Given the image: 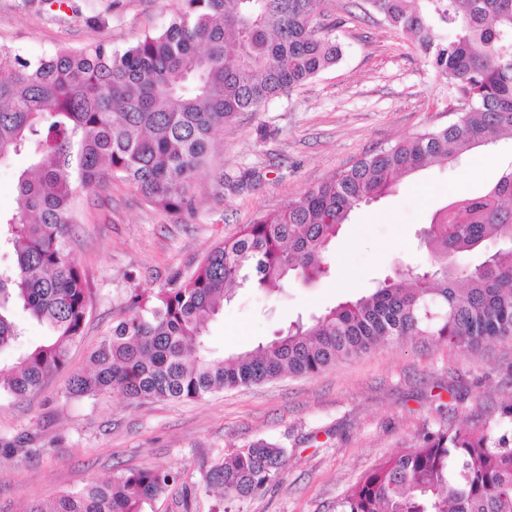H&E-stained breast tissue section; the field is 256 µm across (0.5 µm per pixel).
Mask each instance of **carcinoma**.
<instances>
[{"instance_id": "carcinoma-1", "label": "carcinoma", "mask_w": 512, "mask_h": 512, "mask_svg": "<svg viewBox=\"0 0 512 512\" xmlns=\"http://www.w3.org/2000/svg\"><path fill=\"white\" fill-rule=\"evenodd\" d=\"M324 0H183L169 25L122 52L104 42L60 48L32 62L0 50V164L22 153L14 211L0 213V350L22 332L13 311L48 335L0 364V399L26 400L63 369L81 339L90 295L69 239L81 223L79 190L118 181L167 214L190 194L216 134L239 112H258L334 64L321 34ZM368 0L394 29L418 41L465 111L366 154L280 212L241 226L186 275L146 292L72 375L71 397L118 390L133 400L199 399L285 373L316 375L389 339L437 338L477 351L512 337V168L485 194L441 209L423 231L430 264L394 272L354 302L291 322L274 340L224 356L207 344V322L235 289L277 288L330 274L327 252L350 213L434 163L466 158L512 137V0ZM450 32L443 40L434 29ZM494 237L502 247L470 268L468 255ZM278 443L259 439L214 464L206 485L228 501L252 497L284 466ZM178 476L121 472L26 512H143ZM336 512H512V443L492 428L428 432L366 472Z\"/></svg>"}]
</instances>
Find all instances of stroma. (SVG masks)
<instances>
[{"instance_id":"1","label":"stroma","mask_w":512,"mask_h":512,"mask_svg":"<svg viewBox=\"0 0 512 512\" xmlns=\"http://www.w3.org/2000/svg\"><path fill=\"white\" fill-rule=\"evenodd\" d=\"M181 0H0V49L36 60L61 46L103 41L121 51L165 28ZM336 64L261 111L234 116L192 188L193 210L169 215L127 186L80 190L83 222L71 249L90 289L82 341L66 370L33 398L0 400V437L30 434L31 454H0V512L109 478L117 470L166 468L178 483L143 512H333L337 498L373 466L424 432L495 425L512 402V339L467 355L438 341H387L315 376L283 375L197 401H132L118 392L66 395L89 367L130 291H155L193 269L239 227L285 209L365 153L449 122L450 88L414 41L366 0H326ZM103 15L106 25L88 24ZM512 166V139L470 160L433 165L355 209L329 251L331 275L279 291L239 289L208 324L211 348L230 354L272 340L297 319L371 293L394 271L421 269L420 232L436 209L484 193ZM264 439L286 464L259 495L227 502L207 491L209 468Z\"/></svg>"}]
</instances>
